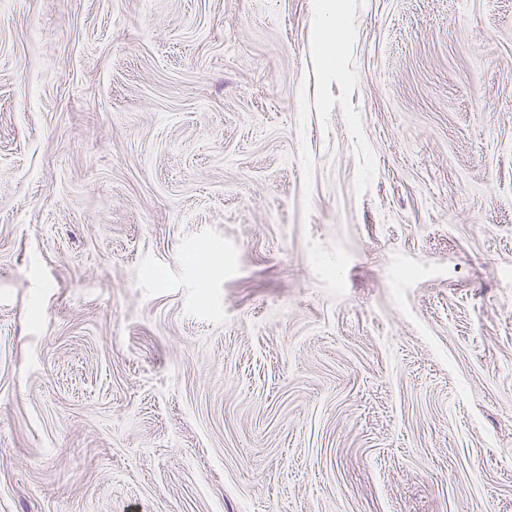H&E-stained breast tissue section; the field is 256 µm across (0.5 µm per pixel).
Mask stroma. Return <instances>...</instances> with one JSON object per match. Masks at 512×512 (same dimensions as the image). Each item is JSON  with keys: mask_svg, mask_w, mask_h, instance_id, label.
Here are the masks:
<instances>
[{"mask_svg": "<svg viewBox=\"0 0 512 512\" xmlns=\"http://www.w3.org/2000/svg\"><path fill=\"white\" fill-rule=\"evenodd\" d=\"M0 512H512V0H0Z\"/></svg>", "mask_w": 512, "mask_h": 512, "instance_id": "1", "label": "stroma"}]
</instances>
